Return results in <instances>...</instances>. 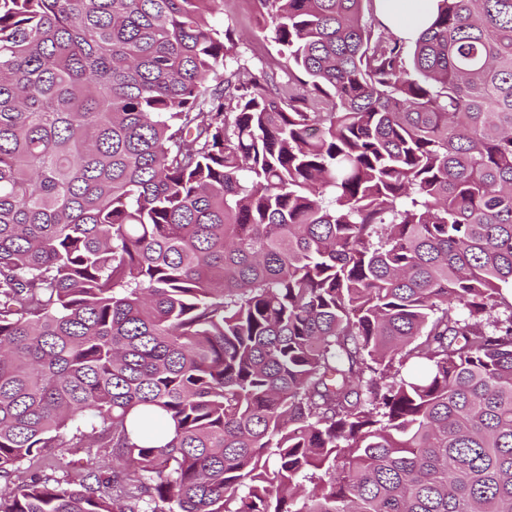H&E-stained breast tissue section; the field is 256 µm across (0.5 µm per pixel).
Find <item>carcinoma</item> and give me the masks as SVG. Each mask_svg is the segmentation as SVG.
I'll return each instance as SVG.
<instances>
[{
    "label": "carcinoma",
    "mask_w": 512,
    "mask_h": 512,
    "mask_svg": "<svg viewBox=\"0 0 512 512\" xmlns=\"http://www.w3.org/2000/svg\"><path fill=\"white\" fill-rule=\"evenodd\" d=\"M254 3L0 0V512H512V0ZM216 22L229 24L235 30L239 39L237 52L246 66L257 68L277 58V48L268 30L259 26L253 0H224V14ZM438 0H377V16L398 38L412 41L437 11Z\"/></svg>",
    "instance_id": "obj_1"
}]
</instances>
